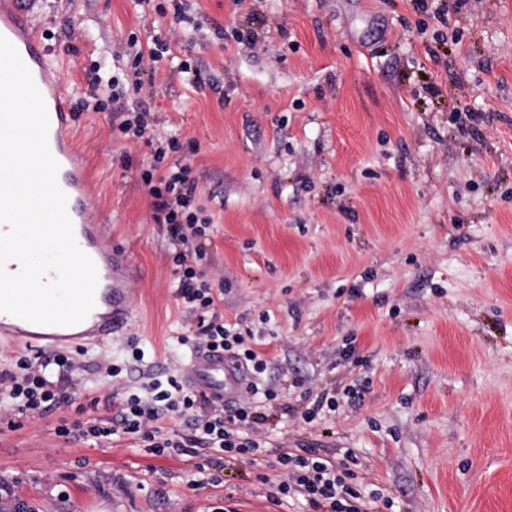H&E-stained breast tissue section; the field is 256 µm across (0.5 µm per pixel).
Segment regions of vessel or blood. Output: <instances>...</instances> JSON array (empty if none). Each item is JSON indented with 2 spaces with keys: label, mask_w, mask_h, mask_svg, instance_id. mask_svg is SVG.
<instances>
[{
  "label": "vessel or blood",
  "mask_w": 512,
  "mask_h": 512,
  "mask_svg": "<svg viewBox=\"0 0 512 512\" xmlns=\"http://www.w3.org/2000/svg\"><path fill=\"white\" fill-rule=\"evenodd\" d=\"M43 0H0V35L18 50L29 68L49 117L48 145L59 165L57 182L67 196V213L78 246L94 262L98 283L95 306L74 325H42L0 312V344H24L45 350L87 341L104 343L121 332L131 317L130 290L124 268L125 250L112 242L88 200L93 191L84 153L66 130L74 123L67 108L68 94L62 73L48 57L42 35L33 24ZM189 387L211 398H224L242 384L241 377L218 352L202 353L189 364Z\"/></svg>",
  "instance_id": "b4317fda"
}]
</instances>
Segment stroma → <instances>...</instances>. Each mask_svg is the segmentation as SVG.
I'll return each instance as SVG.
<instances>
[{
  "instance_id": "obj_1",
  "label": "stroma",
  "mask_w": 512,
  "mask_h": 512,
  "mask_svg": "<svg viewBox=\"0 0 512 512\" xmlns=\"http://www.w3.org/2000/svg\"><path fill=\"white\" fill-rule=\"evenodd\" d=\"M136 0H45L70 97L129 36L172 38L139 99L156 133L190 141L199 263L225 327L251 339L279 396L264 405L269 455L313 448L350 461L368 512H512V0H183L177 20ZM223 27L216 37L215 27ZM450 41L434 52L437 37ZM198 64L188 85L178 60ZM83 112L74 127L90 198L128 250L132 318L76 345L70 388L110 418L150 377L187 369L199 314L178 296L168 225L140 170L147 139ZM144 351L131 360L130 342ZM118 377L97 374L101 361ZM336 408L304 422L318 396ZM62 408L0 417V512H308L272 505L264 467L145 451L140 439H72Z\"/></svg>"
}]
</instances>
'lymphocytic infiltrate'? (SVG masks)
<instances>
[{
    "label": "lymphocytic infiltrate",
    "instance_id": "f902f5d3",
    "mask_svg": "<svg viewBox=\"0 0 512 512\" xmlns=\"http://www.w3.org/2000/svg\"><path fill=\"white\" fill-rule=\"evenodd\" d=\"M170 45L155 39L150 49H143L138 38H129L125 55L134 92L144 86L147 69L168 56ZM89 92L76 104L77 111L114 112L118 128L133 137L147 132L144 114L130 107L119 77L95 67L88 73ZM181 141L173 136L156 138L153 161L142 170L141 179L149 188L157 221L168 224L172 243L179 253L175 258L179 279L178 295L187 302L208 309L215 303L211 286L203 281L201 271L189 264V257H203L198 240L200 219L193 206L195 180L189 163L166 165L169 154L179 152ZM195 352L220 351L239 370L250 376L235 399L227 404L196 394L177 378L152 381L148 396L126 395L111 423L99 419L75 422L62 427V434L76 439H109L131 435L145 442L149 453L179 458L191 455L193 448L221 453L250 464L267 463L270 472L262 476L266 497L275 505L284 498H303L310 512H362L361 492L352 487L345 474L315 450L298 454L281 449L274 461H266L260 426L264 415L258 403L275 400L276 392L261 381L267 361L249 348L244 336L230 333L223 325L203 322L189 341ZM78 365L67 355L28 352L15 357L0 369V402L12 411L42 418L63 407L73 406L77 398L69 390L72 374ZM187 418L189 434L167 431L165 419Z\"/></svg>",
    "mask_w": 512,
    "mask_h": 512
}]
</instances>
